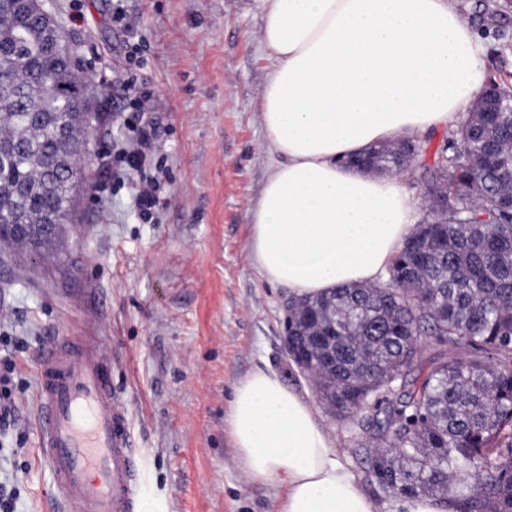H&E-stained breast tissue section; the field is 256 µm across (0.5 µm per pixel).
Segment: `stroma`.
<instances>
[{"label": "stroma", "mask_w": 512, "mask_h": 512, "mask_svg": "<svg viewBox=\"0 0 512 512\" xmlns=\"http://www.w3.org/2000/svg\"><path fill=\"white\" fill-rule=\"evenodd\" d=\"M64 35L97 86L100 116L87 178L111 164L102 197L81 195L78 220L33 254L0 246V362L11 361L14 426L0 432V483L17 487L16 512H58L39 462L38 360L68 321L93 320L112 351L144 487L138 512H269L274 491L233 462L227 420L235 386L270 368L307 393L336 439L340 460L379 512L401 498L364 477L361 439L333 416L314 382L285 356L287 287L271 284L250 253L251 210L272 156L258 105L275 61L260 41L254 0H123L142 50L112 22V0H56ZM153 93L164 152V205L153 221L132 207L135 173L120 151L132 110L115 69Z\"/></svg>", "instance_id": "stroma-1"}]
</instances>
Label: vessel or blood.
<instances>
[{"instance_id":"b4317fda","label":"vessel or blood","mask_w":512,"mask_h":512,"mask_svg":"<svg viewBox=\"0 0 512 512\" xmlns=\"http://www.w3.org/2000/svg\"><path fill=\"white\" fill-rule=\"evenodd\" d=\"M36 399L39 451L65 512H134L140 467L111 351L66 326L44 347Z\"/></svg>"}]
</instances>
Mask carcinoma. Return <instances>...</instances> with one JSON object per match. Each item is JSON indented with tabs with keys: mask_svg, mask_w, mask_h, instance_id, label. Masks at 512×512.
Returning <instances> with one entry per match:
<instances>
[{
	"mask_svg": "<svg viewBox=\"0 0 512 512\" xmlns=\"http://www.w3.org/2000/svg\"><path fill=\"white\" fill-rule=\"evenodd\" d=\"M0 0V243L35 251L75 213L96 127L92 81L51 47L32 16ZM471 26L494 35L489 84L512 97V0H473ZM512 113L468 112L433 154L417 138L367 154L418 176L434 201L390 264V279L334 288L290 306L288 349L333 414L369 437L365 476L452 512H512ZM17 224H35L26 240ZM434 353L419 359V338ZM372 408L366 418L362 412Z\"/></svg>",
	"mask_w": 512,
	"mask_h": 512,
	"instance_id": "obj_1",
	"label": "carcinoma"
}]
</instances>
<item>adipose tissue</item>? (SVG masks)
Here are the masks:
<instances>
[{
  "label": "adipose tissue",
  "instance_id": "obj_1",
  "mask_svg": "<svg viewBox=\"0 0 512 512\" xmlns=\"http://www.w3.org/2000/svg\"><path fill=\"white\" fill-rule=\"evenodd\" d=\"M276 60L259 107L276 160L252 210V259L293 298L385 274L413 231L402 178L345 167L453 127L482 90L484 39L457 0H255ZM234 462L273 512H378L312 400L259 368L234 388Z\"/></svg>",
  "mask_w": 512,
  "mask_h": 512
}]
</instances>
